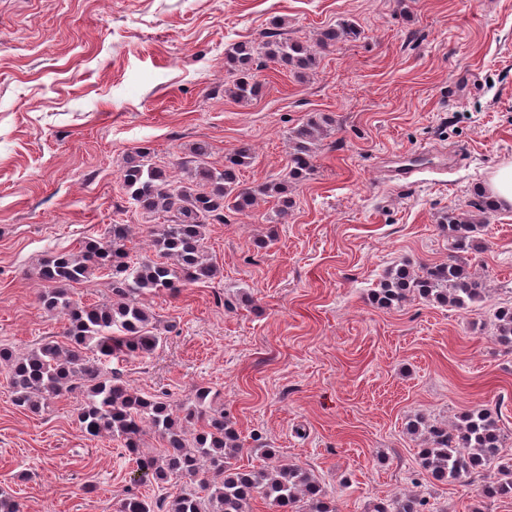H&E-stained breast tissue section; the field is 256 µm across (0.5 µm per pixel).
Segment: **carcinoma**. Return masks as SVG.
<instances>
[{"label":"carcinoma","instance_id":"obj_1","mask_svg":"<svg viewBox=\"0 0 512 512\" xmlns=\"http://www.w3.org/2000/svg\"><path fill=\"white\" fill-rule=\"evenodd\" d=\"M360 35L354 21L344 20L320 31L316 43L325 50ZM224 57L233 75L227 93L246 104L261 91L255 72L260 60L284 65L301 78L319 66L317 52L308 43L288 38L235 42L225 48ZM328 125L320 115L292 127L288 175L255 188L239 185V170L252 160L247 144L227 156L221 169L209 162V144H195L187 183L175 188L166 170L152 161L150 148L142 147L127 157L122 180L135 207L165 217V223L149 227L151 254L130 257V225L111 224L99 237L84 242L78 253H58L41 263L39 275L46 288L38 302L66 319L63 341H47L24 354L1 344L0 371L6 374L13 404L31 413L44 410L54 397L78 392L83 400L78 422L85 436L117 440L130 456L139 454L145 428L158 434L163 448L139 459L140 479L176 490L152 500L130 489L117 512H250L251 501L258 496L281 512H336L313 474L275 460L271 451L265 453L269 463L257 469L237 466L243 440L235 423L213 407L209 388H196L193 403L179 414L166 394L135 391L120 370L105 371L114 358L144 357L166 342L143 297L174 295L187 283L217 275L205 246L209 220L226 209L251 211L262 198L273 199L279 215H288L292 183L313 171V150ZM468 207L473 213L450 211L442 226L453 252L450 259L425 266L420 274L404 265L392 267L371 293L379 306L398 305L412 294L459 309L482 299L486 284L468 271L461 255L480 249L476 224L486 222L498 208L479 190ZM95 275L106 278L105 297L91 304L75 301L70 286ZM494 318L496 341L511 350L512 306L498 308ZM409 431L426 435L428 446L421 449L420 466L439 482L481 476L484 468L501 459L504 436L485 409L471 410L453 426L430 425L418 416L409 423ZM482 494L511 499L512 465H498V476L482 485ZM376 512L447 510L424 497L405 495L377 506Z\"/></svg>","mask_w":512,"mask_h":512}]
</instances>
